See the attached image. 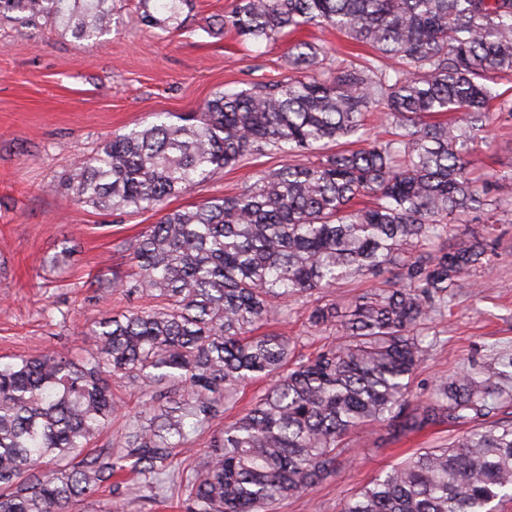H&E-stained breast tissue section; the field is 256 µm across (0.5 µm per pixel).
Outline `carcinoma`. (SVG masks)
I'll list each match as a JSON object with an SVG mask.
<instances>
[{
  "label": "carcinoma",
  "instance_id": "carcinoma-1",
  "mask_svg": "<svg viewBox=\"0 0 512 512\" xmlns=\"http://www.w3.org/2000/svg\"><path fill=\"white\" fill-rule=\"evenodd\" d=\"M114 2L0 0V17L97 40L112 28ZM187 2L142 0V22L176 28ZM304 26L331 28L372 56L310 77L323 50L293 41L295 76L227 88L177 119L158 112L77 162L72 203L163 212L123 244L131 275L94 278L158 304L94 321V350L81 361L0 357V512H68L122 473L156 479L191 433L223 418L235 389L268 376L257 405L195 459L189 512H261L300 495L370 422L395 439L447 423L467 430L392 466L341 512H496L512 501V422L477 424L509 396V374L490 363L411 399L424 322L487 261L486 239L450 245L448 224L497 213L492 178L473 176L468 144L492 113L512 115V96L496 89L498 75H512V0H236L221 20L251 43ZM374 109L394 117L390 138L367 128ZM270 152L313 160L260 170L238 195L165 210ZM361 196L373 204L355 206ZM393 265L395 280L349 307H313L308 324L331 333L315 357H295L286 336L253 335L288 302ZM114 376L142 389L146 418L117 453L86 454L121 417Z\"/></svg>",
  "mask_w": 512,
  "mask_h": 512
}]
</instances>
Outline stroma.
Here are the masks:
<instances>
[{"instance_id":"obj_1","label":"stroma","mask_w":512,"mask_h":512,"mask_svg":"<svg viewBox=\"0 0 512 512\" xmlns=\"http://www.w3.org/2000/svg\"><path fill=\"white\" fill-rule=\"evenodd\" d=\"M233 5L191 0L182 25L163 31L143 24L139 0H116L112 32L97 40L76 39L50 22L0 18V356L84 354L93 348L87 335L93 321L140 306V299L90 282L130 271L121 245L157 223L159 213L72 206L68 180L80 157L154 113L198 112L225 88L289 77L287 39L245 44L230 31L207 33L209 22ZM472 157L477 169L498 173L492 195L503 210L492 229L481 218L450 227L452 243L491 234L490 260L456 289L447 311L427 321L434 345L412 379L418 395L470 367L512 361V116L493 114ZM282 162L277 154L245 159L169 206L237 194L256 171ZM59 254L66 263L56 268L51 260ZM317 301L311 295L291 303L270 330L313 353L324 342L307 324ZM458 433L444 425L395 441L383 425L366 424L348 435L334 471L301 495L276 501L273 512H339L382 471L418 449L445 446ZM70 512H187V503L177 482L159 494L131 476Z\"/></svg>"}]
</instances>
